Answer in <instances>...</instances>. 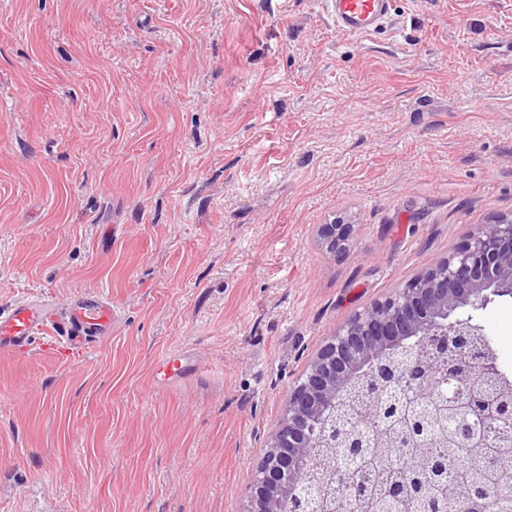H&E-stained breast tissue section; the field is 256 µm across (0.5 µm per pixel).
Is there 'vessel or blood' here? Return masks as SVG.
Masks as SVG:
<instances>
[{"mask_svg":"<svg viewBox=\"0 0 512 512\" xmlns=\"http://www.w3.org/2000/svg\"><path fill=\"white\" fill-rule=\"evenodd\" d=\"M340 31L371 35L391 13L393 0H324ZM116 311L110 298L96 292L75 295L66 308L46 297H29L0 309V352L29 354L35 343L71 353L107 342Z\"/></svg>","mask_w":512,"mask_h":512,"instance_id":"b4317fda","label":"vessel or blood"}]
</instances>
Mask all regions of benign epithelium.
<instances>
[{
  "mask_svg": "<svg viewBox=\"0 0 512 512\" xmlns=\"http://www.w3.org/2000/svg\"><path fill=\"white\" fill-rule=\"evenodd\" d=\"M355 225L321 224L318 242L345 253ZM512 297V217L500 218L434 262L394 293L354 312L316 350L289 386L286 409L265 442L242 512H312L299 483L317 449H333L336 479L355 497L373 496L370 476L355 473L388 458L415 484L389 487L394 503L412 499L432 479L457 512H512L500 484L464 478L484 448H502L486 425L512 408V378L501 368L472 313ZM402 367L404 387L376 380L382 366ZM448 393L438 389V374Z\"/></svg>",
  "mask_w": 512,
  "mask_h": 512,
  "instance_id": "7a95c632",
  "label": "benign epithelium"
}]
</instances>
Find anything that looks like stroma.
<instances>
[{
  "label": "stroma",
  "mask_w": 512,
  "mask_h": 512,
  "mask_svg": "<svg viewBox=\"0 0 512 512\" xmlns=\"http://www.w3.org/2000/svg\"><path fill=\"white\" fill-rule=\"evenodd\" d=\"M506 216L512 0H0V309L117 313L0 354V512H242L324 339ZM473 320L512 370V297ZM326 12L340 31L371 35L392 11L393 0H325ZM355 231V225L344 220L334 221L333 224L319 225L317 230L318 242L330 254L345 253L349 241ZM115 317L112 300L96 292L75 295L62 310L49 298L28 297L0 309V352L25 356L42 340L45 349L79 353L107 342Z\"/></svg>",
  "instance_id": "stroma-1"
}]
</instances>
